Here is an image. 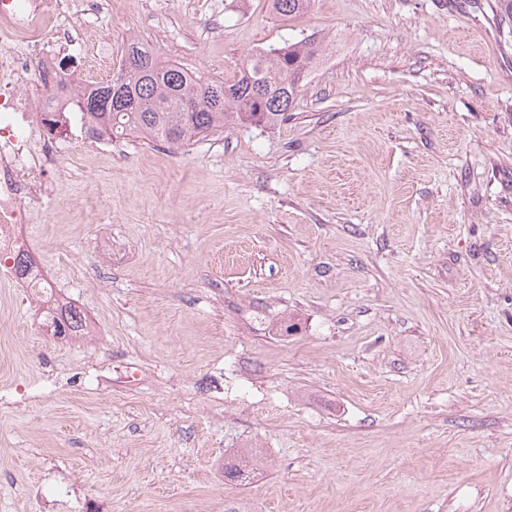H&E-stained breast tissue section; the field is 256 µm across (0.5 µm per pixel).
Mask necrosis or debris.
I'll return each instance as SVG.
<instances>
[{"instance_id":"necrosis-or-debris-1","label":"necrosis or debris","mask_w":512,"mask_h":512,"mask_svg":"<svg viewBox=\"0 0 512 512\" xmlns=\"http://www.w3.org/2000/svg\"><path fill=\"white\" fill-rule=\"evenodd\" d=\"M106 0H0V34L11 46L0 49V278L16 281L40 310L38 333L52 334L67 303L38 267L17 275L16 260L30 253L24 229L45 208L44 186L54 184L61 160L72 146L64 130L75 128L66 95L75 77L61 69V51L89 54L76 41L75 17L96 18Z\"/></svg>"}]
</instances>
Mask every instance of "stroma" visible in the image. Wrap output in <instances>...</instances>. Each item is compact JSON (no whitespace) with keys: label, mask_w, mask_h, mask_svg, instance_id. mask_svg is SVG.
<instances>
[{"label":"stroma","mask_w":512,"mask_h":512,"mask_svg":"<svg viewBox=\"0 0 512 512\" xmlns=\"http://www.w3.org/2000/svg\"><path fill=\"white\" fill-rule=\"evenodd\" d=\"M309 35L276 128L67 153L28 230L102 333L0 283V512H512L503 0H112L91 80L134 37L224 81Z\"/></svg>","instance_id":"1"}]
</instances>
